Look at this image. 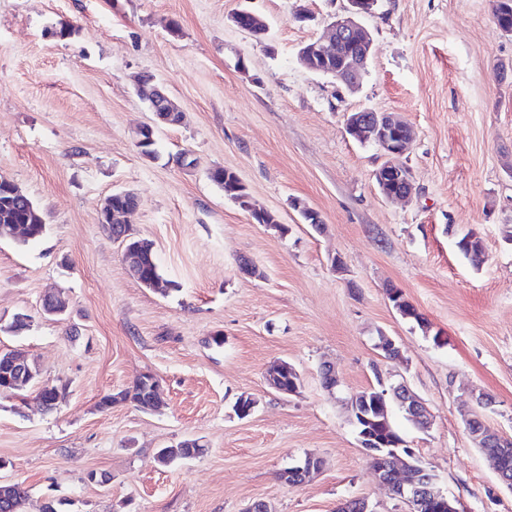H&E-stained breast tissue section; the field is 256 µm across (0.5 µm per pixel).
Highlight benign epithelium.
Listing matches in <instances>:
<instances>
[{
  "label": "benign epithelium",
  "instance_id": "1",
  "mask_svg": "<svg viewBox=\"0 0 512 512\" xmlns=\"http://www.w3.org/2000/svg\"><path fill=\"white\" fill-rule=\"evenodd\" d=\"M376 0H347L345 15L329 24L326 35L314 43L302 48L298 53L299 62L309 70L312 63L334 58L339 62L336 70H326L324 74L335 78L343 85L353 88L358 76L367 70L372 40L360 18L372 13ZM153 107L157 122L178 125L182 123L183 113L177 103L160 89ZM346 128L356 138L374 143L382 151L383 162L375 171L379 189L387 199L409 198L415 193L414 181L410 170L402 163L406 147L414 138L410 125L399 120L390 112L363 109L351 112L346 118ZM110 222L121 231L119 240L130 239V214L115 213ZM138 383L146 387V401L140 405L143 410L153 409L160 390L159 378L151 373H143ZM391 398L407 416L422 423L423 428L430 426L431 414L427 404L406 384L400 383L383 390L379 402L381 412L387 413L385 398ZM467 432L479 448H494L491 458L494 460L496 475L501 484L512 491V448L497 447L498 436L489 432L483 420L471 416L466 420ZM359 442L370 460H380L375 468L378 480L396 493L407 506L408 512H427L432 506L445 507L448 512H461L457 501L437 490V477L426 476L427 468L413 449H407L403 456L396 448H377L370 437L358 435ZM315 470V458L309 456L296 467L290 476L293 482L301 484Z\"/></svg>",
  "mask_w": 512,
  "mask_h": 512
}]
</instances>
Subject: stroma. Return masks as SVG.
Returning a JSON list of instances; mask_svg holds the SVG:
<instances>
[{
  "instance_id": "obj_1",
  "label": "stroma",
  "mask_w": 512,
  "mask_h": 512,
  "mask_svg": "<svg viewBox=\"0 0 512 512\" xmlns=\"http://www.w3.org/2000/svg\"><path fill=\"white\" fill-rule=\"evenodd\" d=\"M301 5L310 21L296 19ZM345 5L0 0V176L46 224L38 240L0 241V348L25 350L41 383L66 387L51 411L0 395V482L28 489L25 512L51 499L62 512H245L257 500L270 512H336L352 497L405 512L377 482L347 408L381 383L407 384L428 405L425 431L397 406L389 413L462 512H512V491L464 423L485 393L487 425L512 436V75L497 70L512 67V36L491 0H379L363 19L372 57L353 92L297 59ZM243 7L268 21L264 39L231 25ZM63 24L71 37H53ZM144 74L184 112L157 129L151 158L133 141L153 120L136 93ZM365 108L415 131L402 157L410 200L380 193L379 148L346 130ZM216 167L237 173L249 207L225 198ZM117 190L139 198L133 233L152 243L163 292L127 274L99 222ZM253 205L282 231L255 223ZM469 233L482 241L478 266L458 248ZM390 284L429 332L393 309ZM57 294L67 313L46 316L42 300ZM19 315L27 326L15 333ZM382 334L401 360L379 357ZM278 361L299 373L297 393L268 386ZM326 366L339 377L331 390ZM145 372L160 380V410L100 408ZM242 396L255 402L246 417ZM187 439L204 451L157 462ZM308 455L323 461L314 478L284 482Z\"/></svg>"
}]
</instances>
